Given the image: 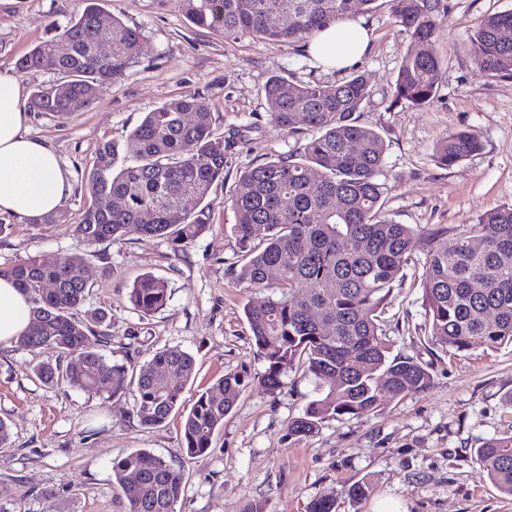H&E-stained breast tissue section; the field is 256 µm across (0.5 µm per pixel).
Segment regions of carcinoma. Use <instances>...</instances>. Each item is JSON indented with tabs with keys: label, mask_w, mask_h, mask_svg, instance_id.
I'll use <instances>...</instances> for the list:
<instances>
[{
	"label": "carcinoma",
	"mask_w": 512,
	"mask_h": 512,
	"mask_svg": "<svg viewBox=\"0 0 512 512\" xmlns=\"http://www.w3.org/2000/svg\"><path fill=\"white\" fill-rule=\"evenodd\" d=\"M196 25L234 39L301 46L332 23L376 9L378 0H182ZM397 26L415 49L399 63L391 104L421 106L442 81L436 49L440 0H389ZM99 10L88 5L65 24L50 23L52 36L16 62L23 70L69 77L71 94L56 97L52 86L37 89L29 109L57 117L88 111L112 82L139 59L141 31L112 18L99 31ZM293 16L284 25L281 19ZM512 10L485 16L471 30L469 52L486 78L512 77ZM68 46L60 55L59 44ZM366 77L351 71L334 83L265 86L272 124L291 133L312 132L302 151L244 172L231 199L245 262L237 280L270 290L259 306H248L256 354L265 363L257 376L268 392L302 363L325 387L288 434L303 437L330 419L373 411L387 395L404 398L429 388L428 368L411 357H390L384 315L405 270L417 264L415 238L424 237L423 308L431 340L453 355L512 345V207L492 209L474 224L435 225L417 233L381 215L387 184L381 180L383 137L360 125L355 114L370 101ZM233 143L212 131V106L189 94L146 113L125 144L100 145L87 187L91 197L78 239L88 245L160 238L173 253L209 229L204 211L189 212L185 200L202 201L224 177ZM482 147L472 131L444 137L436 147L441 164L453 167ZM112 199L106 209L100 201ZM32 302L33 321L13 339L34 352L52 348L71 361L41 363L37 377L47 385L96 390L132 398V416L143 428L162 426L182 406L194 357L178 348L154 354L137 379L89 345L107 346V315L86 307L90 285L81 255L66 254L47 265L27 258L0 267ZM130 301L142 316L169 301L164 281L145 276ZM246 372H230L201 392L183 416L187 454L207 453L224 417L249 385ZM481 478L512 496V436L493 438L476 449ZM115 481L138 491L127 512H176L184 474L164 458L140 449L112 464Z\"/></svg>",
	"instance_id": "carcinoma-1"
}]
</instances>
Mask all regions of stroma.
<instances>
[{
  "label": "stroma",
  "mask_w": 512,
  "mask_h": 512,
  "mask_svg": "<svg viewBox=\"0 0 512 512\" xmlns=\"http://www.w3.org/2000/svg\"><path fill=\"white\" fill-rule=\"evenodd\" d=\"M95 3L104 21L120 17L142 33L138 62L86 112L68 118L33 112L28 132L58 155L72 184L61 206L65 219L42 225L0 215V265L34 257L51 264L79 253L92 285L90 307L111 317L104 353L136 373L162 349L191 353L195 375L184 403L229 372H263L244 308L266 299L263 288L237 282L241 256L231 197L244 171L295 151L306 134H289L270 121L264 87L274 76L335 82L300 48L279 42L232 40L193 24L182 0H0V65H14ZM512 9V0H444L436 30L443 79L436 96L414 107L392 105L401 57L413 46L395 26L389 4L365 21L370 49L357 64L374 94L358 122L385 140L383 211L420 229L471 224L491 209L512 207V78L479 76L468 53L470 25ZM209 99L215 135L235 137L224 177L202 207L210 228L173 254L161 239L85 246L75 226L90 202L86 180L97 148L124 142L147 112L187 94ZM470 130L483 143L456 166L438 163L436 146L448 133ZM164 280L167 307L144 319L128 294L144 275ZM422 269L408 268L386 317L391 353L428 366L430 387L402 399L383 398L375 412L325 422L294 438L288 424L319 398L320 382L303 370L270 393L251 384L206 455L188 458L180 416L145 429L131 400L94 391L49 387L37 364L54 350L29 352L0 344V419L11 426L12 446L0 451V484L11 490L0 512H126L129 488L117 484L112 463L146 449L184 471L177 512H305L329 495L336 512H512V496L479 477L475 451L512 435V346L448 356L433 344L422 308ZM369 485L366 498L347 496L349 485Z\"/></svg>",
  "instance_id": "35a3bbf8"
}]
</instances>
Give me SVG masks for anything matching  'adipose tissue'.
Masks as SVG:
<instances>
[{
	"label": "adipose tissue",
	"instance_id": "adipose-tissue-1",
	"mask_svg": "<svg viewBox=\"0 0 512 512\" xmlns=\"http://www.w3.org/2000/svg\"><path fill=\"white\" fill-rule=\"evenodd\" d=\"M370 35L362 20L349 18L316 34L308 54L321 66L341 70L367 51ZM21 83L13 68L0 66V214L20 221L56 212L70 191L55 151L27 131ZM27 296L0 279V343L23 333L31 321Z\"/></svg>",
	"mask_w": 512,
	"mask_h": 512
}]
</instances>
